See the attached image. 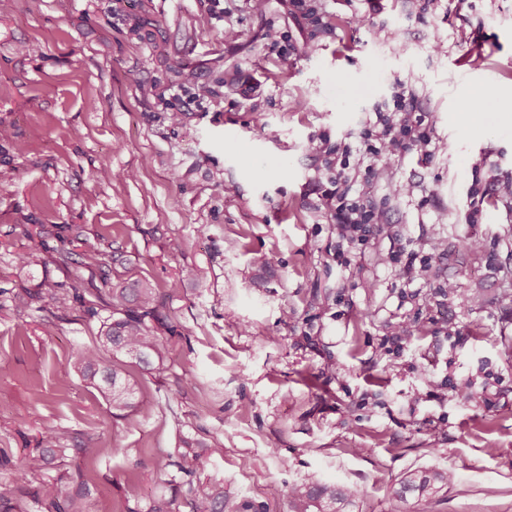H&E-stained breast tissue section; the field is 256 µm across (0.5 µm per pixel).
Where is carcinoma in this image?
Listing matches in <instances>:
<instances>
[{
	"label": "carcinoma",
	"instance_id": "carcinoma-1",
	"mask_svg": "<svg viewBox=\"0 0 512 512\" xmlns=\"http://www.w3.org/2000/svg\"><path fill=\"white\" fill-rule=\"evenodd\" d=\"M97 299L108 296L112 316L103 321L94 345L76 349L70 360V370L86 383L95 387L103 399L116 411L135 410L148 416L153 404L135 399L130 383L121 376V369L109 364L107 354H123L144 371L154 369L168 354L163 337L148 325L157 319L159 291L151 285L138 282L132 287L96 288ZM52 438L56 448H35L26 459L24 468L30 473L65 466L69 454L83 458H96L100 448L89 441L78 448H67L68 434L57 431ZM178 453L173 461L180 473L186 476L172 495L156 496L147 512H177V500H183L189 512H261L263 506L238 497L224 489V483L201 480L195 475L205 471L209 458L188 451ZM453 482V474L445 470H414L400 482L396 494L405 499H416L421 508L431 509L439 493ZM93 491L89 480L82 473H62L58 478L46 480L35 486L21 478L14 482H0V512H14L17 504L29 498L40 512H88ZM359 491L353 486L336 487L326 483L303 482L288 489V512H352Z\"/></svg>",
	"mask_w": 512,
	"mask_h": 512
}]
</instances>
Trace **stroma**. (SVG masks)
<instances>
[{
    "label": "stroma",
    "instance_id": "35a3bbf8",
    "mask_svg": "<svg viewBox=\"0 0 512 512\" xmlns=\"http://www.w3.org/2000/svg\"><path fill=\"white\" fill-rule=\"evenodd\" d=\"M312 3L314 22L287 0L0 10V482L66 429L101 450L81 465L89 512H146L186 440L218 445L205 478L267 512L317 480L357 487L355 512H420L394 490L424 468L454 474L434 512H512V198L495 194L512 181V0ZM408 91L431 154L392 156L367 190L373 236L340 245L322 152L359 147ZM438 241L414 279L385 260ZM135 279L165 295L169 353L137 378L151 415L116 417L67 369L112 313L88 292Z\"/></svg>",
    "mask_w": 512,
    "mask_h": 512
}]
</instances>
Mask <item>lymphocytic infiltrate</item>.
Instances as JSON below:
<instances>
[{"mask_svg": "<svg viewBox=\"0 0 512 512\" xmlns=\"http://www.w3.org/2000/svg\"><path fill=\"white\" fill-rule=\"evenodd\" d=\"M398 119L384 116L376 120V130L368 134L362 148L351 146L328 150L325 163L329 189L324 194L340 240L367 241L379 216L364 195L354 193L356 174L373 179L385 161L399 152H427L432 143V128L415 104L398 102Z\"/></svg>", "mask_w": 512, "mask_h": 512, "instance_id": "obj_1", "label": "lymphocytic infiltrate"}]
</instances>
